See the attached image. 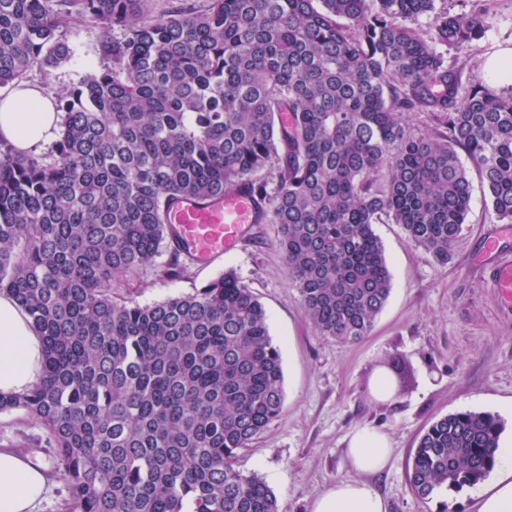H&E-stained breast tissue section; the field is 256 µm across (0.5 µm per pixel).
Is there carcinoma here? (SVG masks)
I'll return each mask as SVG.
<instances>
[{"label":"carcinoma","instance_id":"obj_1","mask_svg":"<svg viewBox=\"0 0 512 512\" xmlns=\"http://www.w3.org/2000/svg\"><path fill=\"white\" fill-rule=\"evenodd\" d=\"M119 29L112 66L57 94L52 154L0 145V293L44 343L39 381L0 393L47 430L74 512H278L242 450L281 413V347L232 269L140 305L112 282L190 258L166 222L184 199L246 190L279 226L288 281L322 336L372 329L391 291L376 224L448 263L469 170L512 224V89L473 72L493 22L437 0H0V86L70 56L69 21ZM425 113L433 125L406 122ZM470 166H465L460 153ZM503 423L439 418L408 470L429 503L492 468Z\"/></svg>","mask_w":512,"mask_h":512}]
</instances>
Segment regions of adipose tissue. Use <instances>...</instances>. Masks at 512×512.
Here are the masks:
<instances>
[{"label":"adipose tissue","instance_id":"adipose-tissue-1","mask_svg":"<svg viewBox=\"0 0 512 512\" xmlns=\"http://www.w3.org/2000/svg\"><path fill=\"white\" fill-rule=\"evenodd\" d=\"M55 93L38 86L0 91V141L23 154L37 152L59 139L63 115ZM43 344L30 317L10 295L0 294V393L32 388L42 365ZM387 434L369 427L350 436L351 473L319 492L311 512H388L385 499L365 477L384 469L391 457ZM47 476L31 456L0 450V512H35ZM475 512H512V436L501 438L488 479L471 490Z\"/></svg>","mask_w":512,"mask_h":512}]
</instances>
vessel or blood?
I'll list each match as a JSON object with an SVG mask.
<instances>
[{
  "mask_svg": "<svg viewBox=\"0 0 512 512\" xmlns=\"http://www.w3.org/2000/svg\"><path fill=\"white\" fill-rule=\"evenodd\" d=\"M170 221L193 261L207 263L230 252L257 221V205L243 192H230L207 204L184 202L171 208ZM512 227L501 226L483 244V255L497 256L494 286L512 303V259L503 257L501 242Z\"/></svg>",
  "mask_w": 512,
  "mask_h": 512,
  "instance_id": "obj_1",
  "label": "vessel or blood"
}]
</instances>
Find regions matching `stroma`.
Returning a JSON list of instances; mask_svg holds the SVG:
<instances>
[{
    "mask_svg": "<svg viewBox=\"0 0 512 512\" xmlns=\"http://www.w3.org/2000/svg\"><path fill=\"white\" fill-rule=\"evenodd\" d=\"M495 14L478 43L476 62L512 42V0H481ZM120 31L104 32L74 22L69 61L49 73L35 70L28 82L59 92L75 87L107 61V45ZM496 222L480 182H473L471 210L452 259L441 266L411 243L397 224H379L392 290L371 332L341 344L319 335L288 283L277 225H255L233 252L194 263L178 279L160 266L115 280L114 296L151 304L193 292L234 269L263 304L273 341L282 348L283 410L251 448L243 470L257 473L274 491L279 512H310L313 497L348 475L349 435L371 427L389 435L393 455L384 470L367 475L388 503V512H472L469 490L422 503L407 472L419 436L433 421L471 410L499 416L512 434V305L492 281L495 263L482 255ZM404 381L390 400H374L370 382L391 356ZM0 449L36 452L50 483L36 512H68L70 492L46 429L25 412H0Z\"/></svg>",
    "mask_w": 512,
    "mask_h": 512,
    "instance_id": "1",
    "label": "stroma"
}]
</instances>
